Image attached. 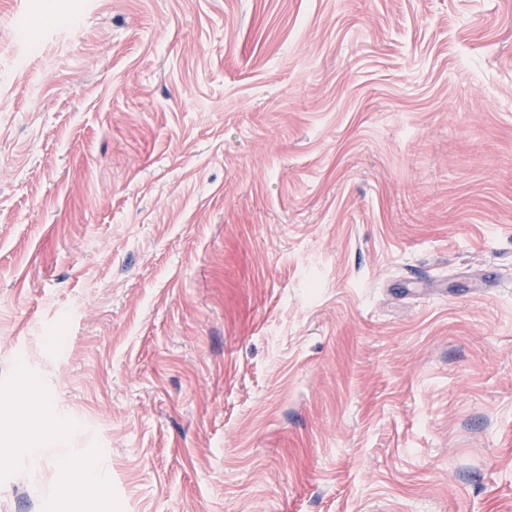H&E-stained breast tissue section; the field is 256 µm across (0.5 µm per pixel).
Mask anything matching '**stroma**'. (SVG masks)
I'll return each instance as SVG.
<instances>
[{
	"mask_svg": "<svg viewBox=\"0 0 512 512\" xmlns=\"http://www.w3.org/2000/svg\"><path fill=\"white\" fill-rule=\"evenodd\" d=\"M1 448L0 512H512V0H0ZM59 478L65 484L67 494L81 498L90 489L106 492V479L103 470L94 464L83 461L69 462L59 470Z\"/></svg>",
	"mask_w": 512,
	"mask_h": 512,
	"instance_id": "obj_1",
	"label": "stroma"
}]
</instances>
